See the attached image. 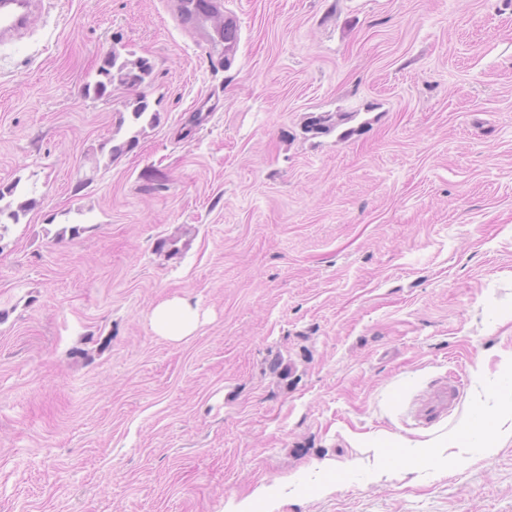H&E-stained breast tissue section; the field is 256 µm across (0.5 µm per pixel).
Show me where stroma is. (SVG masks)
<instances>
[{"mask_svg": "<svg viewBox=\"0 0 512 512\" xmlns=\"http://www.w3.org/2000/svg\"><path fill=\"white\" fill-rule=\"evenodd\" d=\"M179 3L55 0L0 49L37 201L0 225V512H512V436L470 428L512 404V0H227L229 66ZM112 50L158 121L110 159ZM217 32H220L224 36L223 51L219 49V45L222 46L221 42L213 43V47L216 51L221 50L222 56L220 60H223L224 65H231L236 59L240 39H241V28L237 17L231 13L224 18V26L221 25ZM151 72L152 66L147 59L121 60L120 55L112 50L103 57L96 79L84 84L83 95L92 96L94 99L112 97V87L116 83L130 89H138ZM199 318L197 307L181 300H168L153 308L150 323L156 335L180 342L195 332Z\"/></svg>", "mask_w": 512, "mask_h": 512, "instance_id": "stroma-1", "label": "stroma"}]
</instances>
